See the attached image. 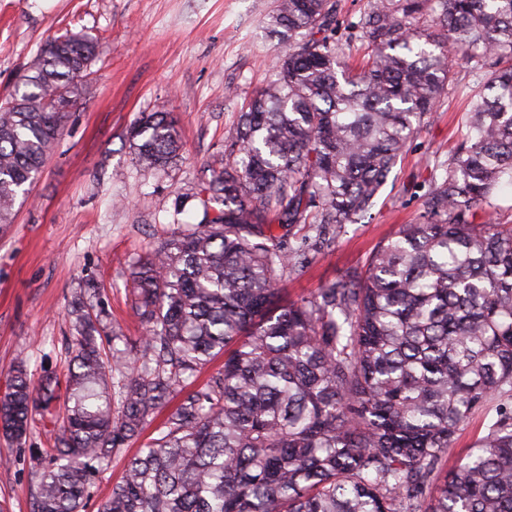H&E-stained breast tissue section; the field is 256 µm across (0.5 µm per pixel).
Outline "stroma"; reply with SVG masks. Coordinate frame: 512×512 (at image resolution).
<instances>
[{
    "instance_id": "obj_1",
    "label": "stroma",
    "mask_w": 512,
    "mask_h": 512,
    "mask_svg": "<svg viewBox=\"0 0 512 512\" xmlns=\"http://www.w3.org/2000/svg\"><path fill=\"white\" fill-rule=\"evenodd\" d=\"M274 0H0V101L42 42L65 31L97 38L82 100L13 223L0 227V394L18 358L31 369L66 377L72 331L65 308L76 289L94 282L95 308L112 332L137 339L128 284L133 262L172 230L177 195L197 188L202 164H220L237 114L277 74L278 49L265 34ZM476 80L458 68L453 88L408 146L380 190L369 219L348 224L328 247L311 252L301 274L281 286L289 299L365 270L380 241L422 212L435 162L457 143L463 98ZM177 120L183 152L162 176L133 164L130 126L159 109ZM53 424L35 419L21 443L0 438V512H30L34 473L54 444ZM141 440L128 442L96 474L83 512H100Z\"/></svg>"
}]
</instances>
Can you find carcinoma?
<instances>
[{"label":"carcinoma","instance_id":"1","mask_svg":"<svg viewBox=\"0 0 512 512\" xmlns=\"http://www.w3.org/2000/svg\"><path fill=\"white\" fill-rule=\"evenodd\" d=\"M337 12L338 0H276L277 78L240 113L224 165L175 200L178 214L197 201L201 223L177 225L132 265L144 334L106 353L91 285L67 313L66 381L13 367L1 436L20 443L34 413L54 424L65 407L31 512H81L93 474L179 393L102 512H512V224L494 216L512 183V0H368L355 27L371 53L358 67L336 40ZM97 54L84 34L48 39L0 106V224L41 174ZM462 64L479 81L419 222L380 243L364 273L282 301L309 239L287 248L274 229L312 217L322 244L367 218ZM129 141L143 171L180 156L164 109ZM217 354L223 372L184 392ZM478 413L487 433L445 469Z\"/></svg>","mask_w":512,"mask_h":512}]
</instances>
